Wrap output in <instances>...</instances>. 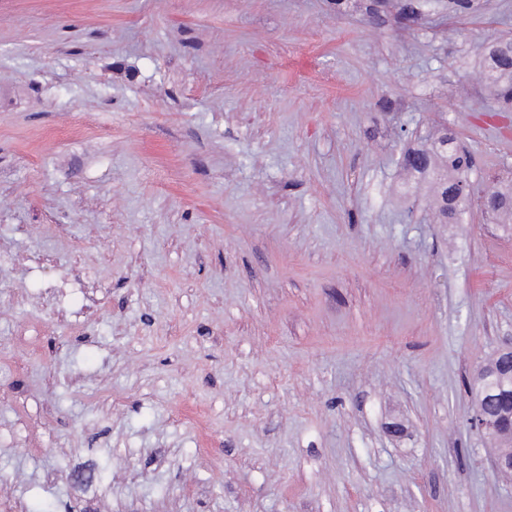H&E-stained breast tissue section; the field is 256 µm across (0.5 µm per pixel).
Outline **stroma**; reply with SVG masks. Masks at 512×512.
<instances>
[{"label": "stroma", "instance_id": "stroma-1", "mask_svg": "<svg viewBox=\"0 0 512 512\" xmlns=\"http://www.w3.org/2000/svg\"><path fill=\"white\" fill-rule=\"evenodd\" d=\"M396 6L0 0V501L512 512L470 424L512 339L479 201L512 184L479 68L512 0ZM447 131L460 224L402 164ZM439 156L441 157L446 168L448 167V175H443L440 171L435 172L439 186V197L441 205L439 212L444 218L449 221H456L459 219L461 211L464 214L467 210V202L470 192L469 174L472 171L473 159L469 151L461 150L453 137L446 136V140L439 141ZM460 184L461 194L464 197H459L458 183Z\"/></svg>", "mask_w": 512, "mask_h": 512}]
</instances>
